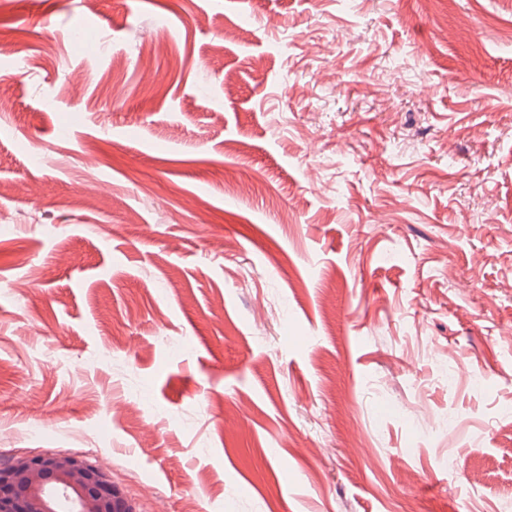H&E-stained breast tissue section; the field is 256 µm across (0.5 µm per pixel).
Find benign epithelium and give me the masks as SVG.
I'll return each mask as SVG.
<instances>
[{
    "label": "benign epithelium",
    "instance_id": "7a95c632",
    "mask_svg": "<svg viewBox=\"0 0 512 512\" xmlns=\"http://www.w3.org/2000/svg\"><path fill=\"white\" fill-rule=\"evenodd\" d=\"M0 512H132L119 488L82 456L49 453L0 466Z\"/></svg>",
    "mask_w": 512,
    "mask_h": 512
}]
</instances>
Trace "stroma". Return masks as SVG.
<instances>
[{"mask_svg":"<svg viewBox=\"0 0 512 512\" xmlns=\"http://www.w3.org/2000/svg\"><path fill=\"white\" fill-rule=\"evenodd\" d=\"M48 452L512 512V0H0V465Z\"/></svg>","mask_w":512,"mask_h":512,"instance_id":"obj_1","label":"stroma"}]
</instances>
